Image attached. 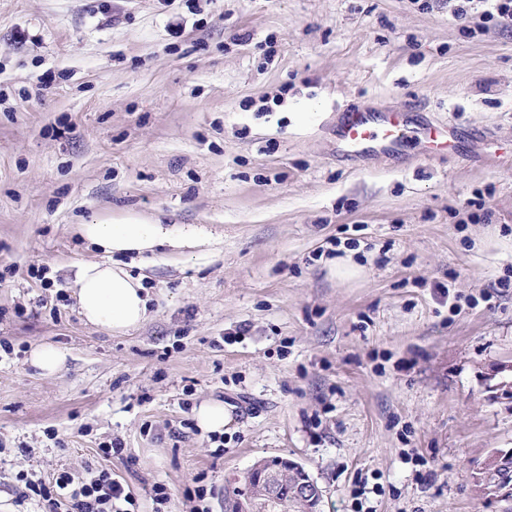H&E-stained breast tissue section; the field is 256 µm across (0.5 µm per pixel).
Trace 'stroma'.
I'll list each match as a JSON object with an SVG mask.
<instances>
[{"label": "stroma", "mask_w": 512, "mask_h": 512, "mask_svg": "<svg viewBox=\"0 0 512 512\" xmlns=\"http://www.w3.org/2000/svg\"><path fill=\"white\" fill-rule=\"evenodd\" d=\"M458 4L0 0V512L103 469L139 512L159 485L163 512H224L271 456L322 512H500L475 477L512 448V27ZM354 108L459 150L346 160ZM125 210L209 242L128 258L150 315L114 335L68 284L100 258L78 225ZM30 362L43 375L51 376L60 370L63 364V357L54 347L46 345L31 350ZM198 425L209 432H224V426L229 421V415L224 410V406L219 404L205 403L196 411Z\"/></svg>", "instance_id": "obj_1"}]
</instances>
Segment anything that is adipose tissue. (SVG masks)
Wrapping results in <instances>:
<instances>
[{
	"label": "adipose tissue",
	"instance_id": "obj_1",
	"mask_svg": "<svg viewBox=\"0 0 512 512\" xmlns=\"http://www.w3.org/2000/svg\"><path fill=\"white\" fill-rule=\"evenodd\" d=\"M78 231L103 254L101 261L76 266L70 287L79 312L87 324L118 335L140 326L149 314L143 280L120 263V256H142L164 244L180 247L203 242L197 232L167 229L135 211L102 215L79 225Z\"/></svg>",
	"mask_w": 512,
	"mask_h": 512
}]
</instances>
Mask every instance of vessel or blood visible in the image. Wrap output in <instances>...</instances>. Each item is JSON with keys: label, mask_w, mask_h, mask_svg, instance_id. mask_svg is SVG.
Segmentation results:
<instances>
[{"label": "vessel or blood", "mask_w": 512, "mask_h": 512, "mask_svg": "<svg viewBox=\"0 0 512 512\" xmlns=\"http://www.w3.org/2000/svg\"><path fill=\"white\" fill-rule=\"evenodd\" d=\"M347 156H388L419 151L427 157L455 150L454 131L443 124H419L409 113L358 110L348 114L336 136Z\"/></svg>", "instance_id": "b4317fda"}]
</instances>
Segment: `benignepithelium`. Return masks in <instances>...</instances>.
<instances>
[{
	"instance_id": "benign-epithelium-1",
	"label": "benign epithelium",
	"mask_w": 512,
	"mask_h": 512,
	"mask_svg": "<svg viewBox=\"0 0 512 512\" xmlns=\"http://www.w3.org/2000/svg\"><path fill=\"white\" fill-rule=\"evenodd\" d=\"M294 480V499L309 505V512H320L322 490L298 463L276 458V465L261 460L246 473L239 494L225 504L224 512H280V488Z\"/></svg>"
}]
</instances>
